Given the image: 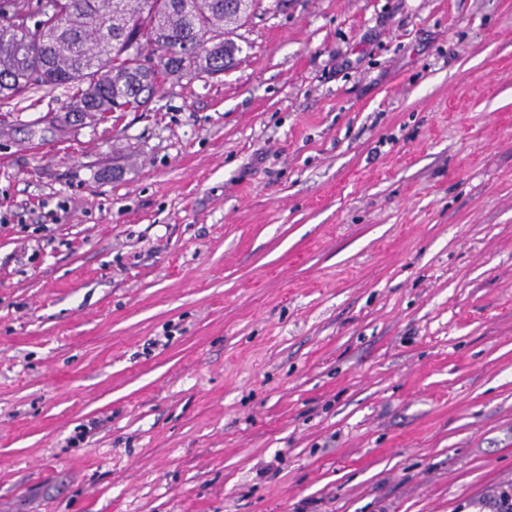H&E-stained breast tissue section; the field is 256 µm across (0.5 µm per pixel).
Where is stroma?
I'll return each instance as SVG.
<instances>
[{
    "label": "stroma",
    "mask_w": 512,
    "mask_h": 512,
    "mask_svg": "<svg viewBox=\"0 0 512 512\" xmlns=\"http://www.w3.org/2000/svg\"><path fill=\"white\" fill-rule=\"evenodd\" d=\"M237 33L107 122L0 103V512H492L512 0H261Z\"/></svg>",
    "instance_id": "35a3bbf8"
}]
</instances>
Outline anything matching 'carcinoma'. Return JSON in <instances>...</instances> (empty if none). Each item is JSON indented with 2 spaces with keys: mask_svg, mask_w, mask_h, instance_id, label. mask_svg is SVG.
Wrapping results in <instances>:
<instances>
[{
  "mask_svg": "<svg viewBox=\"0 0 512 512\" xmlns=\"http://www.w3.org/2000/svg\"><path fill=\"white\" fill-rule=\"evenodd\" d=\"M230 2L0 0V102L62 89L70 106L56 129L135 109L163 76L222 74L239 52L228 35L249 16Z\"/></svg>",
  "mask_w": 512,
  "mask_h": 512,
  "instance_id": "1",
  "label": "carcinoma"
}]
</instances>
